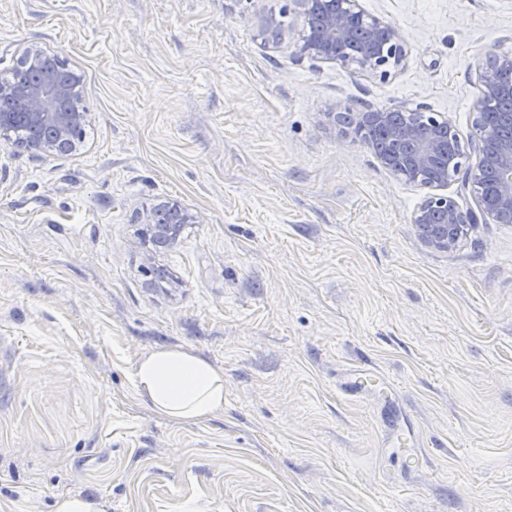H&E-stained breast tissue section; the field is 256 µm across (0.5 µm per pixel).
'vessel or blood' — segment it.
I'll return each mask as SVG.
<instances>
[{
	"mask_svg": "<svg viewBox=\"0 0 512 512\" xmlns=\"http://www.w3.org/2000/svg\"><path fill=\"white\" fill-rule=\"evenodd\" d=\"M339 393L350 398L370 396L381 402L384 411L380 414L381 426L392 435L393 447L399 448L400 457L407 469H414L422 454L412 443L409 433L391 407L395 401L396 386L382 372L374 368L360 367L343 372L336 381Z\"/></svg>",
	"mask_w": 512,
	"mask_h": 512,
	"instance_id": "vessel-or-blood-1",
	"label": "vessel or blood"
}]
</instances>
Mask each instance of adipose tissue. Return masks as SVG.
<instances>
[{"label":"adipose tissue","instance_id":"adipose-tissue-1","mask_svg":"<svg viewBox=\"0 0 512 512\" xmlns=\"http://www.w3.org/2000/svg\"><path fill=\"white\" fill-rule=\"evenodd\" d=\"M134 380L154 410L176 422L204 420L224 408V373L190 351L163 347L142 357Z\"/></svg>","mask_w":512,"mask_h":512}]
</instances>
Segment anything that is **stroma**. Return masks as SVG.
<instances>
[{
    "label": "stroma",
    "instance_id": "stroma-1",
    "mask_svg": "<svg viewBox=\"0 0 512 512\" xmlns=\"http://www.w3.org/2000/svg\"><path fill=\"white\" fill-rule=\"evenodd\" d=\"M288 4L0 0V75L57 54L91 127L65 157L0 148V512H512V224L427 246L426 189L334 119L418 108L470 145L512 0H359L408 48L385 80L297 53ZM171 200L200 221L157 252L138 214ZM168 346L223 371L221 412L141 397ZM358 363L400 388L410 474L336 390Z\"/></svg>",
    "mask_w": 512,
    "mask_h": 512
}]
</instances>
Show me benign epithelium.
<instances>
[{
  "label": "benign epithelium",
  "mask_w": 512,
  "mask_h": 512,
  "mask_svg": "<svg viewBox=\"0 0 512 512\" xmlns=\"http://www.w3.org/2000/svg\"><path fill=\"white\" fill-rule=\"evenodd\" d=\"M304 18L317 11L318 31L296 43L297 52L311 58L351 67L383 80L400 70L407 57L406 44L398 29L365 13L358 0H291ZM19 69L27 79L0 82V101L17 102L22 113L0 112V146L14 145L11 133L24 121L41 136L28 144L35 153L66 155L73 150L77 133L87 113L78 106L82 76L56 54L36 46L26 48ZM512 77V56H495L477 67L481 96L477 101L471 148L478 157L464 186L471 189L483 216L495 224H512V138H494L483 128L484 112L499 93L505 77ZM401 121L388 125L387 112L346 110L358 126L376 125L388 130L398 147L394 157L382 158L389 171L417 186L446 187L460 175L464 145L452 123L435 113L401 107ZM168 223H158L157 209L139 214L148 234L164 240L171 225L196 224L198 216L179 202L164 206ZM420 239L428 246L453 251L469 227L477 223L472 211L462 210L454 197L434 193L413 212Z\"/></svg>",
  "instance_id": "obj_1"
}]
</instances>
